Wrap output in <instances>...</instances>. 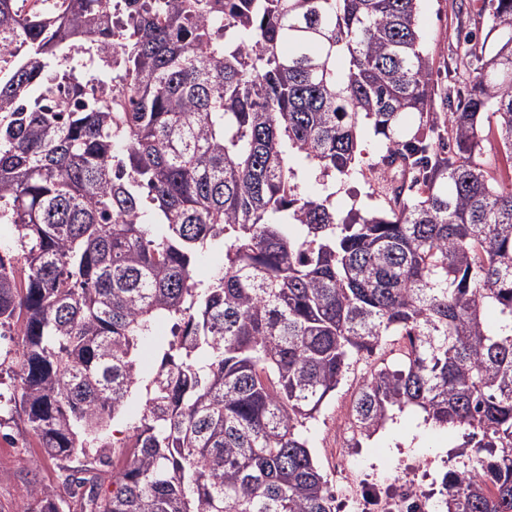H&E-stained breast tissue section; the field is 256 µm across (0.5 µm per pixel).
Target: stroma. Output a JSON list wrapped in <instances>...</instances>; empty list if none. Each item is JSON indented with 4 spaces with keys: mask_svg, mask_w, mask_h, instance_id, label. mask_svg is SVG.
<instances>
[{
    "mask_svg": "<svg viewBox=\"0 0 512 512\" xmlns=\"http://www.w3.org/2000/svg\"><path fill=\"white\" fill-rule=\"evenodd\" d=\"M482 5L483 0H419L418 25L421 42L430 56L432 82L445 83L446 65L454 55L459 33L472 31L485 36L488 14ZM377 141L371 129H364L360 171L337 184V209H379L378 185L370 175L379 161ZM365 368V363L355 364L335 397L307 428L312 452L331 483L336 480L333 450L340 441L339 427L349 421L353 396ZM419 417L416 409H406L397 423L387 424L372 439L363 441L352 457L355 481L385 485L426 459L434 460L442 472L462 468L471 451L463 447L460 431H414L412 424ZM31 481L55 486L60 483L56 468L42 461L37 441L25 425L15 418L0 420V512H26L24 489Z\"/></svg>",
    "mask_w": 512,
    "mask_h": 512,
    "instance_id": "1",
    "label": "stroma"
}]
</instances>
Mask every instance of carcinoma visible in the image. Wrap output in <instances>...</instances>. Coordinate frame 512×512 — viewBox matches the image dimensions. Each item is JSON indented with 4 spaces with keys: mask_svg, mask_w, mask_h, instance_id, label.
<instances>
[{
    "mask_svg": "<svg viewBox=\"0 0 512 512\" xmlns=\"http://www.w3.org/2000/svg\"><path fill=\"white\" fill-rule=\"evenodd\" d=\"M417 2L0 0V404L61 479L28 512H336L304 431L361 360L349 448L415 406L475 448L439 512H512V177L477 160L512 163V0L438 94ZM365 126L401 172L342 214Z\"/></svg>",
    "mask_w": 512,
    "mask_h": 512,
    "instance_id": "obj_1",
    "label": "carcinoma"
}]
</instances>
